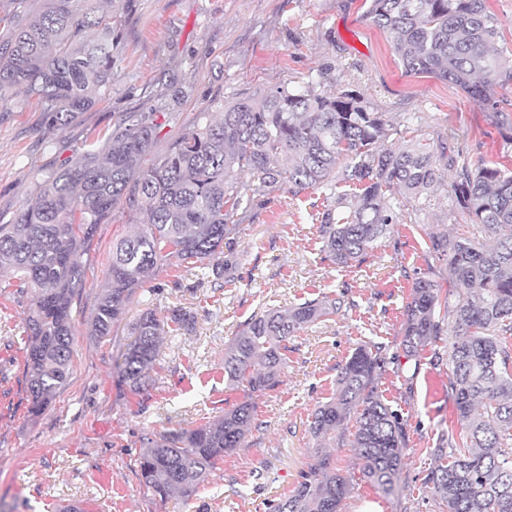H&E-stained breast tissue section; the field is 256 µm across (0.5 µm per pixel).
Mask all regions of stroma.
Masks as SVG:
<instances>
[{
	"mask_svg": "<svg viewBox=\"0 0 512 512\" xmlns=\"http://www.w3.org/2000/svg\"><path fill=\"white\" fill-rule=\"evenodd\" d=\"M370 0H90L112 11L110 93L64 127L49 125L35 101H0V222L9 223L35 197L49 172L77 159L90 133H109L132 118L158 128L142 160L150 167L169 141L200 113L257 100L271 89L312 87L333 95L356 91L384 113L390 147L419 140L435 152L443 185L412 201L394 195L399 217L367 260L334 267L320 255L325 190L276 188L259 196L240 221L233 249L234 284L222 287L199 269H161L132 297L107 336L90 331L106 281L112 244L137 223L116 207L97 225L82 257L85 286L76 297L73 373L52 404L32 414L26 384L23 317L31 295L0 273V512H271L296 485L317 443L310 415L336 389V374L353 350L383 343L398 351L403 312L417 278L454 292L447 257L428 252L425 236L474 237L480 228L447 188L459 166L497 162L512 168V83L499 87L497 110L432 76L411 75L395 60L386 36L371 25ZM327 295L342 301L335 315L288 341L280 385L257 402L242 448L218 463L196 495L155 498L139 480L144 435L195 428L243 401L224 381V349L245 322L267 309L287 311ZM193 311L192 332H165L147 394L120 391L115 365L141 313ZM449 336L429 344L418 362L383 376L379 388L403 420L407 451L398 491L386 494L363 477L351 446L354 420L333 447L350 475L341 512L363 502L379 512H447L426 478L437 448L456 419L448 369Z\"/></svg>",
	"mask_w": 512,
	"mask_h": 512,
	"instance_id": "obj_1",
	"label": "stroma"
}]
</instances>
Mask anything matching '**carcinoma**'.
I'll return each mask as SVG.
<instances>
[{
    "label": "carcinoma",
    "mask_w": 512,
    "mask_h": 512,
    "mask_svg": "<svg viewBox=\"0 0 512 512\" xmlns=\"http://www.w3.org/2000/svg\"><path fill=\"white\" fill-rule=\"evenodd\" d=\"M80 0H19L10 35L0 39V95L34 98L56 127L93 106L112 72V13L78 6ZM367 18L382 31L404 70L432 75L496 108L495 89L512 82V55L495 47L498 19L488 0H370ZM209 113L169 143L148 168L141 166L157 137L144 118L85 141L79 160L50 173L42 189L10 224H0V271H10L31 291L24 312L25 363L31 411L47 408L73 372L72 307L85 287L82 256L95 227L118 205L146 215L131 237L112 245L106 284L91 324L107 336L137 292L174 262L206 268L213 280H234L232 253H224L239 225L234 215L256 195L286 186L298 194L330 190L332 204L319 226L322 260L363 263L387 237L396 214L390 195L419 199L442 180L435 153L424 144L384 146V113L361 105L352 91L321 95L308 87H278L254 102L240 100ZM249 174V182L239 174ZM344 184L355 192L337 191ZM456 200L484 236L428 237V251L448 256L458 291L453 307L421 277L404 311L401 352L360 345L339 366L336 390L311 413L308 431L318 444L355 418L352 447L364 478L383 492L396 491L405 457V429L386 403L378 381L400 358L412 360L442 335L450 315V388L456 426L448 428V464L427 475L448 512H512V169L498 163L463 166L451 184ZM341 302L310 299L286 312L253 315L224 349V381L247 388V399L192 429L143 438L140 480L160 498H190L224 455L251 432L256 399L280 383L288 339ZM183 308L160 318L143 312L118 365L121 385L147 393L165 328H194ZM352 490L336 458L316 452L296 486L272 512H340Z\"/></svg>",
    "instance_id": "1"
}]
</instances>
